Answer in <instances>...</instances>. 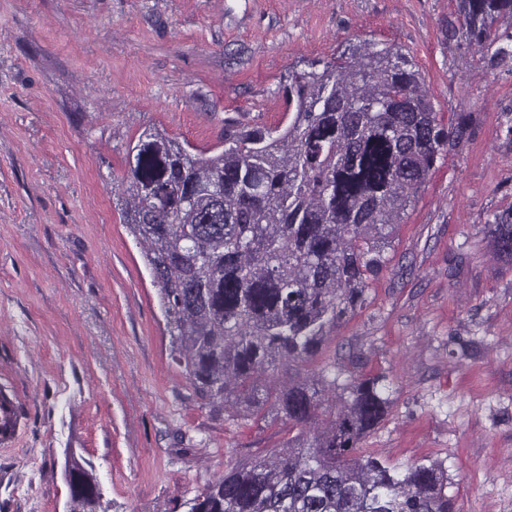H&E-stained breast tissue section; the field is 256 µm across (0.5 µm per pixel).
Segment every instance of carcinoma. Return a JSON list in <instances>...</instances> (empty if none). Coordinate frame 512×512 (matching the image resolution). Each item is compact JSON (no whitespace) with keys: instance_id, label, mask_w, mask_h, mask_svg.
Masks as SVG:
<instances>
[{"instance_id":"1","label":"carcinoma","mask_w":512,"mask_h":512,"mask_svg":"<svg viewBox=\"0 0 512 512\" xmlns=\"http://www.w3.org/2000/svg\"><path fill=\"white\" fill-rule=\"evenodd\" d=\"M512 0H456L445 39L512 60ZM288 112L269 127L224 121L215 155L159 130L126 148L117 205L143 245L179 365L195 393L238 420L265 406L288 420L286 447L239 460L187 512H455L438 461L358 453L386 417V377L267 382L315 361L364 306L393 230L437 159L463 138L444 126L412 57L364 40L351 56L288 74ZM512 264V207L488 222ZM69 512H107L94 468L73 451Z\"/></svg>"}]
</instances>
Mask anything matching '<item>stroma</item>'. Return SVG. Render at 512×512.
Returning a JSON list of instances; mask_svg holds the SVG:
<instances>
[{"mask_svg": "<svg viewBox=\"0 0 512 512\" xmlns=\"http://www.w3.org/2000/svg\"><path fill=\"white\" fill-rule=\"evenodd\" d=\"M455 0H0V512H67L65 449L108 512H184L231 462L284 448L273 408L228 421L177 364L115 193L148 129L199 149L270 126L291 70L364 39L408 50L443 124L466 123L325 355L386 375L362 448L436 459L457 512H512V264L486 234L512 206V62L450 46Z\"/></svg>", "mask_w": 512, "mask_h": 512, "instance_id": "stroma-1", "label": "stroma"}]
</instances>
